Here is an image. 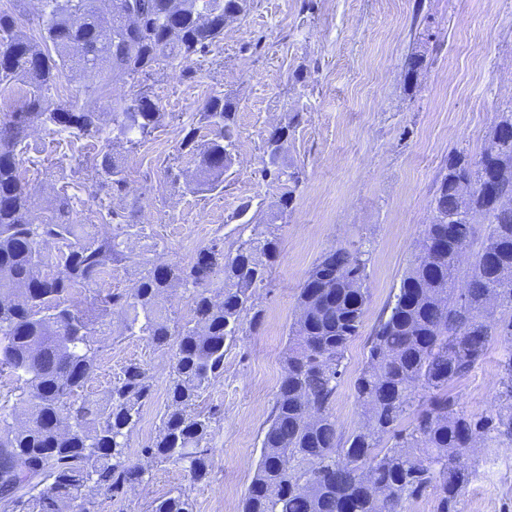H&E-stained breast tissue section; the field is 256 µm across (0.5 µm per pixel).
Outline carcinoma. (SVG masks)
I'll use <instances>...</instances> for the list:
<instances>
[{"label":"carcinoma","instance_id":"cac0c4a2","mask_svg":"<svg viewBox=\"0 0 512 512\" xmlns=\"http://www.w3.org/2000/svg\"><path fill=\"white\" fill-rule=\"evenodd\" d=\"M42 2L37 40L19 29L15 13L0 10V96L20 102L0 114V372L12 376L22 407L18 415L0 412V512H94L93 494L119 498L145 481L148 471L131 462L127 438L153 386L147 368L131 362L102 399L79 397L99 368L95 325L116 309L129 312L124 332L170 352L167 408L142 455L181 464L201 484L217 412L198 410L199 400L224 374V353L236 343L253 288L266 280L280 247L248 221L250 234L233 252L215 239L186 265L141 260L133 288L93 290L83 305L74 302L77 289H88L128 255L118 236H91L70 219L67 192L50 214L38 209L22 171L30 128L36 123L99 142L93 163L99 186L122 192L124 168L114 145L136 148L166 116L144 82L210 52L226 17L245 13L251 0H125L142 26L106 41L101 31L112 27V16L98 12L96 0ZM75 66L92 76L98 96L111 99L109 128L87 104L47 101V91ZM118 80L131 81L130 95L112 97ZM298 125L296 113L263 141L261 177L282 189L281 220L301 185V170L280 162ZM498 131V142L479 155L448 157V174L431 202L435 218L416 241L432 260L414 259L373 330L353 382L363 422L345 440L337 437L331 408L370 298L369 253L331 248L308 272L241 512H405L407 502L428 491L435 512H461L475 450L512 442V210L498 203L500 195L512 197V109L498 113L491 133ZM235 149V102L215 91L178 146L195 162L193 190L223 188ZM476 224L484 225L479 241ZM460 242L470 247L464 266ZM217 271L224 280L214 288ZM177 284L192 289V318L172 327L157 303ZM492 341L509 348L499 364V404L495 414L475 419L459 409L449 387L483 361ZM149 512H193V503L177 488Z\"/></svg>","mask_w":512,"mask_h":512}]
</instances>
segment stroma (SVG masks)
<instances>
[{"instance_id":"1","label":"stroma","mask_w":512,"mask_h":512,"mask_svg":"<svg viewBox=\"0 0 512 512\" xmlns=\"http://www.w3.org/2000/svg\"><path fill=\"white\" fill-rule=\"evenodd\" d=\"M426 63L406 82L410 55ZM148 84L166 119L133 150L115 148L126 189H101L90 166L88 140L35 127L23 159L38 206H53L59 189L74 198L73 221L89 232L117 235L128 252L157 264L188 262L211 241L233 250L242 233L235 217L252 201L253 223L269 224L280 255L253 294L258 328L247 326L224 355V374L204 393L201 409L222 414L209 439L207 481L193 488L194 512H239L284 371L288 330L297 294L320 255L336 246L370 252L367 304L359 336L348 346L346 370L332 413L339 437L360 425L362 409L352 381L365 362L368 336L411 263L416 240L430 221V202L448 171V156L479 154L498 112L512 108V0H252L227 22L205 56L155 73ZM237 106V156L212 193L192 192L195 163L177 147L211 91ZM301 120L283 151L301 168L293 212L273 220L277 191L263 182L262 144L271 127ZM175 172L178 184L167 174ZM128 216L129 225L104 224L99 207ZM100 368L83 391L101 398L129 362L144 364L153 392L128 439L129 454L154 438L167 404L170 356L148 337L122 332L113 313L99 332ZM504 344L492 343L484 360L450 391L471 416L496 404ZM478 476L462 512H512V445L478 449ZM149 476L123 499L100 495L96 512H146L148 503L188 485L176 463H151Z\"/></svg>"}]
</instances>
